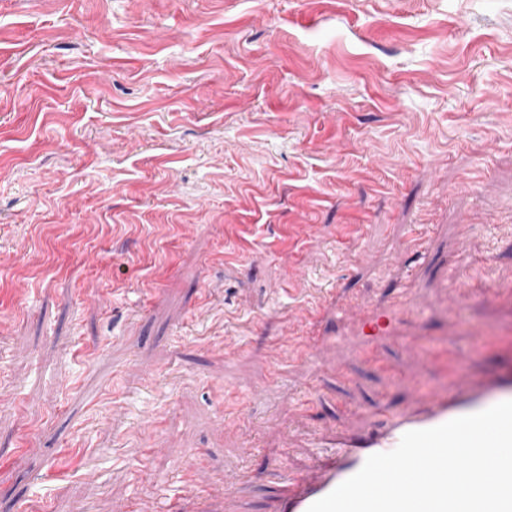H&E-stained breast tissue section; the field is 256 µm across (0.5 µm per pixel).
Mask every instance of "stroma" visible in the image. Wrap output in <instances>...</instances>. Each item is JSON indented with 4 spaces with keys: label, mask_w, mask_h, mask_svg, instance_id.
Instances as JSON below:
<instances>
[{
    "label": "stroma",
    "mask_w": 512,
    "mask_h": 512,
    "mask_svg": "<svg viewBox=\"0 0 512 512\" xmlns=\"http://www.w3.org/2000/svg\"><path fill=\"white\" fill-rule=\"evenodd\" d=\"M510 355L512 0H0V512H274ZM409 313H411V307L406 301L395 302L375 314L373 318L363 322L360 327L361 336L370 339L386 336ZM509 400L512 360L491 377L457 381L449 384L448 390H432L417 405L372 418L358 432H340L330 441H318L314 448L324 449L303 471L287 476L275 512H308L314 502L357 473L370 455L395 449L408 431L436 427Z\"/></svg>",
    "instance_id": "stroma-1"
}]
</instances>
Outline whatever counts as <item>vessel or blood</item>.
Instances as JSON below:
<instances>
[{
  "label": "vessel or blood",
  "mask_w": 512,
  "mask_h": 512,
  "mask_svg": "<svg viewBox=\"0 0 512 512\" xmlns=\"http://www.w3.org/2000/svg\"><path fill=\"white\" fill-rule=\"evenodd\" d=\"M410 311L407 302L393 303L363 322L360 332L371 339L387 335ZM509 400L512 361L491 377L457 381L448 388L432 390L417 405L373 418L358 432L337 433L324 442L322 451L303 471L287 478L275 512H308L314 502L357 473L370 455L395 449L406 432L436 427Z\"/></svg>",
  "instance_id": "obj_1"
}]
</instances>
